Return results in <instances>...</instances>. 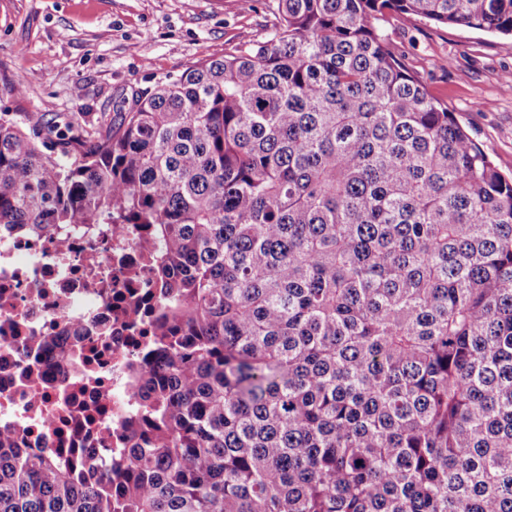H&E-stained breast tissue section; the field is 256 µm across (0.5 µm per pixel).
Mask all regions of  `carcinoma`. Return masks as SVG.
<instances>
[{
	"label": "carcinoma",
	"instance_id": "obj_1",
	"mask_svg": "<svg viewBox=\"0 0 512 512\" xmlns=\"http://www.w3.org/2000/svg\"><path fill=\"white\" fill-rule=\"evenodd\" d=\"M77 136L0 113V233L147 224L167 297L134 446L0 430V512H512V177L389 47L512 0H276Z\"/></svg>",
	"mask_w": 512,
	"mask_h": 512
}]
</instances>
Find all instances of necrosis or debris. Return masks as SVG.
<instances>
[{
    "label": "necrosis or debris",
    "instance_id": "necrosis-or-debris-1",
    "mask_svg": "<svg viewBox=\"0 0 512 512\" xmlns=\"http://www.w3.org/2000/svg\"><path fill=\"white\" fill-rule=\"evenodd\" d=\"M163 249L142 224L0 236V428L17 447L128 448L143 412L129 376L153 346Z\"/></svg>",
    "mask_w": 512,
    "mask_h": 512
}]
</instances>
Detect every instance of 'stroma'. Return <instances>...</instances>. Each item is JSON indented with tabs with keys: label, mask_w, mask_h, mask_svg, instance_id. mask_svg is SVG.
<instances>
[{
	"label": "stroma",
	"mask_w": 512,
	"mask_h": 512,
	"mask_svg": "<svg viewBox=\"0 0 512 512\" xmlns=\"http://www.w3.org/2000/svg\"><path fill=\"white\" fill-rule=\"evenodd\" d=\"M272 0H0V77L23 82L0 112L93 127L130 109L135 94L194 62L263 37ZM396 55L447 104L498 168L512 173V37L407 20L386 26Z\"/></svg>",
	"instance_id": "1"
}]
</instances>
